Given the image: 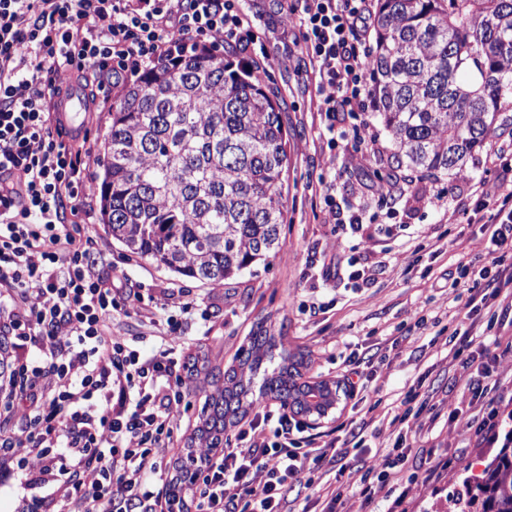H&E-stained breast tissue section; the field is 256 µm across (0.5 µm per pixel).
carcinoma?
Wrapping results in <instances>:
<instances>
[{
  "mask_svg": "<svg viewBox=\"0 0 512 512\" xmlns=\"http://www.w3.org/2000/svg\"><path fill=\"white\" fill-rule=\"evenodd\" d=\"M198 50L142 72L112 103L99 157L100 212L127 252L221 286L282 248L288 132L266 69ZM392 163L420 176L465 171L512 108V0H376L369 69ZM305 355L262 329L235 362L190 356L204 394L188 454L169 484L181 500L200 448L271 397L301 416L333 408L340 386L303 380ZM458 512H512V447L466 480Z\"/></svg>",
  "mask_w": 512,
  "mask_h": 512,
  "instance_id": "1",
  "label": "carcinoma"
}]
</instances>
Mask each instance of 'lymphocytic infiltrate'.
<instances>
[{"mask_svg": "<svg viewBox=\"0 0 512 512\" xmlns=\"http://www.w3.org/2000/svg\"><path fill=\"white\" fill-rule=\"evenodd\" d=\"M244 0H0V335L18 345L0 403L23 426L0 447H25L21 471L36 512H170L162 493L165 446L188 394L172 321H155L151 353L113 335L112 313L131 297L120 277L101 274L95 241L63 223V210L82 214L93 178L81 173L82 149L60 124L59 72L92 81L90 103L111 101L121 79L253 34ZM289 18L301 49L316 67L317 110L328 134L344 139L339 113L373 105L367 85L374 25L372 0H295ZM480 231L491 265L468 286L469 325L448 339L464 393L449 421L481 404L471 420V448H511L512 410L502 406L493 363L512 356V179L475 188ZM370 352L351 353L343 385L356 403L381 402ZM376 461L369 420L350 418L344 439L317 442L306 422L285 408L258 405L247 428L197 471L188 507L194 512H284L289 494L311 488L318 473L354 467L361 485L339 484L324 512L358 493L376 512L381 493L419 449L401 430ZM99 478L89 484L88 470Z\"/></svg>", "mask_w": 512, "mask_h": 512, "instance_id": "f902f5d3", "label": "lymphocytic infiltrate"}]
</instances>
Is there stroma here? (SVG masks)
<instances>
[{
    "label": "stroma",
    "mask_w": 512,
    "mask_h": 512,
    "mask_svg": "<svg viewBox=\"0 0 512 512\" xmlns=\"http://www.w3.org/2000/svg\"><path fill=\"white\" fill-rule=\"evenodd\" d=\"M248 8L257 40L237 58L257 60L286 102L282 120L290 163L287 222L281 229L284 245L226 285L214 287L129 255L102 222L83 225V232L98 243L101 272L122 275L138 295L129 312L113 313L114 330L133 347L150 352L155 344L148 320L152 299L166 291L172 295L169 313L177 327L178 351L205 348L226 364L260 325L271 335L285 337L289 349L308 353L306 376L313 381H339L344 357L358 345L381 343L386 360L375 383L382 404L371 411L341 398L318 429L328 431L349 418L364 417L376 427L379 441L388 443L393 438L388 409L403 407L418 376L442 391H447L449 376L461 383L466 380L456 374L453 353L439 337V328L424 330L420 354L393 347L392 342L417 318L434 311H444L442 326L447 331L460 325L469 293L450 288L448 277L455 274L460 258L481 254L476 242L481 214L471 184L503 179L495 154L502 140L512 136V112L503 113L490 145L470 159L465 175L417 178L401 196L370 197L362 230L351 233L335 222L322 184L335 182L337 191L346 195L359 184L386 181L393 172L390 138L374 113L343 112L338 128L349 131L365 121L371 139L361 145L352 138L330 144L315 110V75L301 51L297 29L285 19L286 0H248ZM329 242L355 267H368L370 279L324 278L323 249ZM314 302L322 306L315 315L308 311ZM409 425L448 467L439 481L412 485L404 508L447 512L451 496L462 490L464 480L480 475L496 451L464 447L469 434L466 419L452 423L444 412L435 419L426 412L410 416Z\"/></svg>",
    "instance_id": "1"
}]
</instances>
